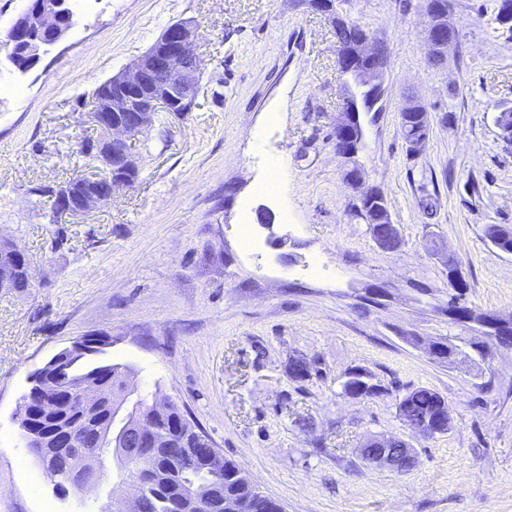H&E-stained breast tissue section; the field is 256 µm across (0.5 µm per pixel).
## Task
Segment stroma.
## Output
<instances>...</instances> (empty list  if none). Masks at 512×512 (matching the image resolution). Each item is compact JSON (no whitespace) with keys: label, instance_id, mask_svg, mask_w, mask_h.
Listing matches in <instances>:
<instances>
[{"label":"stroma","instance_id":"stroma-1","mask_svg":"<svg viewBox=\"0 0 512 512\" xmlns=\"http://www.w3.org/2000/svg\"><path fill=\"white\" fill-rule=\"evenodd\" d=\"M426 3L336 0L387 54L359 156L400 232L386 252L333 146L344 77L311 0H72L75 26L24 74L6 41L24 2L0 0V238L31 275L0 290V512H90L88 495L54 493L13 414L35 369L96 333L138 396L175 401L284 512H512V346L449 320L448 269L428 248L456 259L467 306L512 320V253L485 235L512 227V142L494 124L512 109V27L500 0H450L457 38L437 66ZM178 20L198 25L196 108L134 139L133 186L57 213L43 190L84 171L96 88ZM410 101L433 118L417 152L400 128ZM278 159L287 192L259 194ZM435 342L457 360L430 355ZM297 359L305 378L289 373ZM355 370L377 394H344ZM419 386L447 399V434L418 436L398 416ZM375 435L406 436L414 469L364 463Z\"/></svg>","mask_w":512,"mask_h":512}]
</instances>
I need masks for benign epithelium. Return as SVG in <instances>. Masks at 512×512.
<instances>
[{"instance_id": "benign-epithelium-1", "label": "benign epithelium", "mask_w": 512, "mask_h": 512, "mask_svg": "<svg viewBox=\"0 0 512 512\" xmlns=\"http://www.w3.org/2000/svg\"><path fill=\"white\" fill-rule=\"evenodd\" d=\"M327 14L336 39V66L346 77L341 118L334 132L336 153L345 162H354L363 139L360 96H373L382 88L386 69L384 55L366 31L336 11L334 0H311ZM425 40L430 57L441 56L455 39L448 21V10L428 0ZM74 26V14L68 0H29L7 32L11 50L8 61L26 72L35 67L46 45L58 44ZM197 25L181 20L168 25L150 48L125 70L113 75L99 87L95 107L88 113L90 123L100 131L89 150L96 159V171L81 174L54 190L59 212L76 216L100 208L111 201L114 192L132 186L139 175V161L131 148L135 137L148 132L161 112L183 114L197 106L200 92L196 51ZM403 123L414 126L409 147L419 150L429 137L432 115L420 103H412L401 112ZM383 195L364 191L360 199L373 206L372 237L387 252L398 249L401 237L393 224ZM448 316L476 323L500 344L512 342V321L490 312L470 308L450 309ZM57 357H52L29 377L34 394L48 395L57 374ZM82 390L81 412L99 429L97 437L112 447V465L117 482L102 492L100 473L103 463L91 448L76 446L74 435L57 406L46 405L39 422L26 400L14 414L24 447L37 458L46 478L62 493H103L106 497L97 512H142L149 489L160 492L167 512H269L268 497L255 490L246 498L224 499V454L215 442L180 412L174 402L157 399L147 416L121 415V405L112 391L97 385L73 381ZM399 417L418 434L433 437L449 431L451 408L443 402L434 419L413 417L406 405H397ZM170 420L165 432H158L154 419ZM361 458L397 473L411 470L416 456L406 440L397 435L371 437L358 448ZM167 459L175 468L172 481L162 488L157 483L158 461Z\"/></svg>"}]
</instances>
